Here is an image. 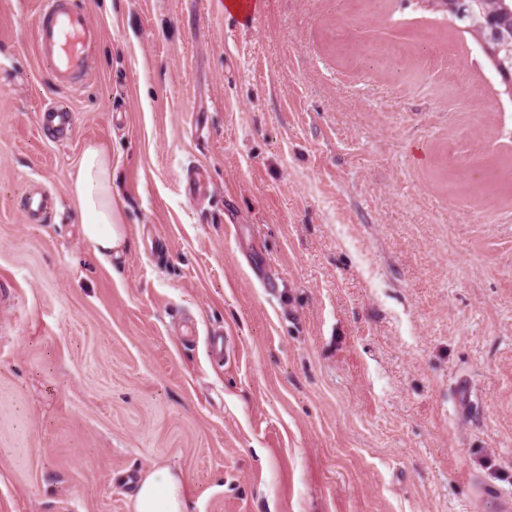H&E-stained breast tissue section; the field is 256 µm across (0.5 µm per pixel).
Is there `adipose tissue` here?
<instances>
[{
    "mask_svg": "<svg viewBox=\"0 0 512 512\" xmlns=\"http://www.w3.org/2000/svg\"><path fill=\"white\" fill-rule=\"evenodd\" d=\"M83 233L102 260L126 244L123 218L112 198V158L96 145L87 146L69 175ZM184 481L169 469L158 468L142 477L133 498L134 512H185Z\"/></svg>",
    "mask_w": 512,
    "mask_h": 512,
    "instance_id": "adipose-tissue-1",
    "label": "adipose tissue"
}]
</instances>
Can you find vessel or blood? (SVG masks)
<instances>
[{"instance_id": "b4317fda", "label": "vessel or blood", "mask_w": 512, "mask_h": 512, "mask_svg": "<svg viewBox=\"0 0 512 512\" xmlns=\"http://www.w3.org/2000/svg\"><path fill=\"white\" fill-rule=\"evenodd\" d=\"M224 10L237 25L248 28L255 20L256 0H225ZM99 41V28L76 0H40L34 42L56 86L78 91L89 83ZM39 121L52 131L67 130L74 125V112L65 104L51 103L40 109Z\"/></svg>"}]
</instances>
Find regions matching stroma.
<instances>
[{
    "mask_svg": "<svg viewBox=\"0 0 512 512\" xmlns=\"http://www.w3.org/2000/svg\"><path fill=\"white\" fill-rule=\"evenodd\" d=\"M82 2L70 93L39 0H0V512H133L161 466L187 512H497L512 94L467 28L425 0H260L244 29L224 0ZM90 143L129 241L107 261L69 194ZM100 30L76 0H41L34 26L37 54L59 88L78 91L92 78ZM38 112L41 127H46L49 130H67L74 125V112L69 106L63 103L47 104Z\"/></svg>",
    "mask_w": 512,
    "mask_h": 512,
    "instance_id": "stroma-1",
    "label": "stroma"
}]
</instances>
